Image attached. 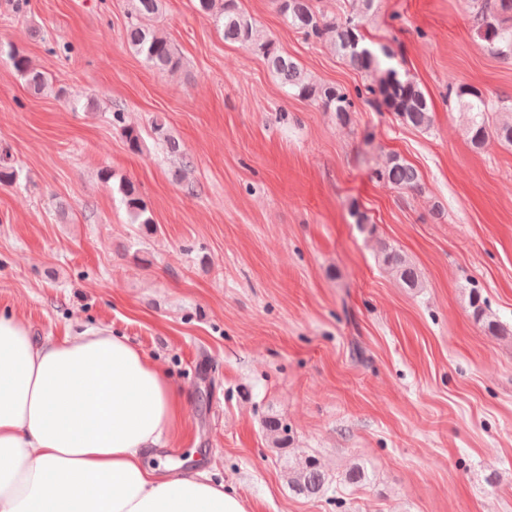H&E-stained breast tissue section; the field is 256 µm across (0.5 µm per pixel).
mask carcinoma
I'll return each instance as SVG.
<instances>
[{
	"mask_svg": "<svg viewBox=\"0 0 512 512\" xmlns=\"http://www.w3.org/2000/svg\"><path fill=\"white\" fill-rule=\"evenodd\" d=\"M347 2L344 17L338 19L336 15L320 10L313 0H273L286 23L305 39L331 47L348 66L370 78L368 84L352 92L312 78L297 61L281 52L276 42L263 34L251 17L239 10L237 0H224L218 11L215 10L216 0H196V9L203 15H215V21L224 27V39L261 55L268 68L294 96L313 101L325 111L335 113L339 124L347 126L353 122L356 100L366 94L378 93L388 111L402 124L418 130L431 129L434 112L419 84L402 77L397 66L383 63L385 59H394L390 50L381 46L376 51L366 43L364 24L374 12L376 0ZM467 5L478 37L496 54L512 58V0H467ZM126 41L150 67L172 71L181 65L168 38L154 29L131 23L126 28ZM2 54L31 89L39 92L48 85V77L34 70L18 47L13 44L5 48L0 46ZM448 100L466 114L464 134L473 148L479 150L492 140L512 147V103L502 99L495 103L474 87L450 88ZM112 123L120 128L130 151H142V134L138 128L125 124L123 112H113ZM376 176L400 190H421L419 171L397 153L386 156L383 166L376 170ZM117 191L133 223H153L148 206L133 181L128 178L119 180ZM380 255L383 265L404 287H422L416 266L402 252L383 243ZM265 429L275 447H288V425L281 419H268ZM284 469L288 487L295 493L308 498H319L326 493L328 478L317 460L311 457L295 463L286 460Z\"/></svg>",
	"mask_w": 512,
	"mask_h": 512,
	"instance_id": "1",
	"label": "carcinoma"
}]
</instances>
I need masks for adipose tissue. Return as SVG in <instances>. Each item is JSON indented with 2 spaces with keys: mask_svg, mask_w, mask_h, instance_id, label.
<instances>
[{
  "mask_svg": "<svg viewBox=\"0 0 512 512\" xmlns=\"http://www.w3.org/2000/svg\"><path fill=\"white\" fill-rule=\"evenodd\" d=\"M183 411L124 337L89 329L37 342L0 316V512H246L207 472L152 464Z\"/></svg>",
  "mask_w": 512,
  "mask_h": 512,
  "instance_id": "1",
  "label": "adipose tissue"
}]
</instances>
